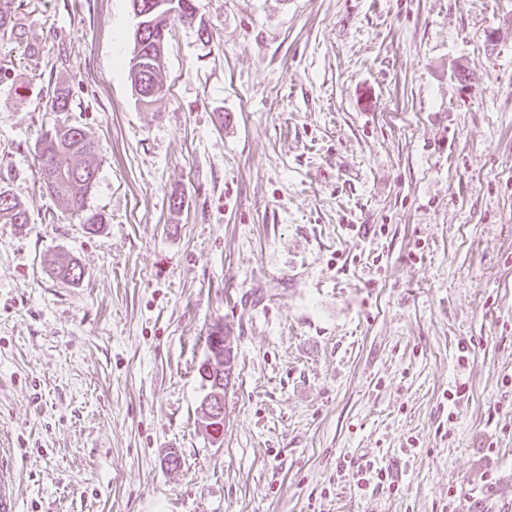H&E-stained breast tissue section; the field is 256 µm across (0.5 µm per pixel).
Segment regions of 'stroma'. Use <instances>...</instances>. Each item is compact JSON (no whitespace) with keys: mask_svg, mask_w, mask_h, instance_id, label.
<instances>
[{"mask_svg":"<svg viewBox=\"0 0 512 512\" xmlns=\"http://www.w3.org/2000/svg\"><path fill=\"white\" fill-rule=\"evenodd\" d=\"M194 4L148 109L129 0H34L0 41V172L30 216L0 223L21 512H512V0ZM71 124L96 145L79 213L34 166ZM62 253L79 283L48 276ZM369 461L392 486L358 488Z\"/></svg>","mask_w":512,"mask_h":512,"instance_id":"obj_1","label":"stroma"}]
</instances>
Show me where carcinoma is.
Masks as SVG:
<instances>
[{
  "label": "carcinoma",
  "mask_w": 512,
  "mask_h": 512,
  "mask_svg": "<svg viewBox=\"0 0 512 512\" xmlns=\"http://www.w3.org/2000/svg\"><path fill=\"white\" fill-rule=\"evenodd\" d=\"M164 0H130L133 13L138 19L137 38L128 62L131 86H147L149 96L140 99L144 106L153 105L162 94L164 86L161 64L165 54L166 34L172 15ZM14 0H0V39L16 35L17 22ZM72 92L68 87L54 89L49 107L53 112L67 109ZM37 182L41 192L49 195L66 208L81 207L85 197L93 188L97 168L91 158L95 154V143L78 126H58L42 133L37 141ZM0 222L23 227L29 223V214L11 192L5 179H0ZM49 276L66 283H77L82 279L83 268L73 256L63 255L53 261ZM206 359L199 367V375L205 387V396L215 392L217 371L209 370Z\"/></svg>",
  "instance_id": "obj_1"
}]
</instances>
